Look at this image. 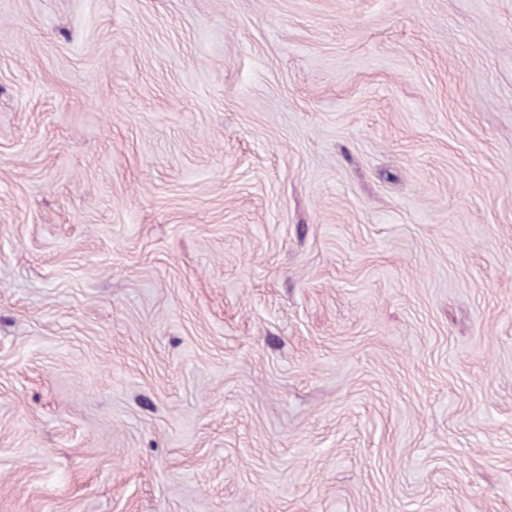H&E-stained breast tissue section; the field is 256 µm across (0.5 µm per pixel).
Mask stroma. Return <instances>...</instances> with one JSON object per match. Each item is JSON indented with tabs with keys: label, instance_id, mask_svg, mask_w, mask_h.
I'll use <instances>...</instances> for the list:
<instances>
[{
	"label": "stroma",
	"instance_id": "stroma-1",
	"mask_svg": "<svg viewBox=\"0 0 512 512\" xmlns=\"http://www.w3.org/2000/svg\"><path fill=\"white\" fill-rule=\"evenodd\" d=\"M0 512H512V0H0Z\"/></svg>",
	"mask_w": 512,
	"mask_h": 512
}]
</instances>
